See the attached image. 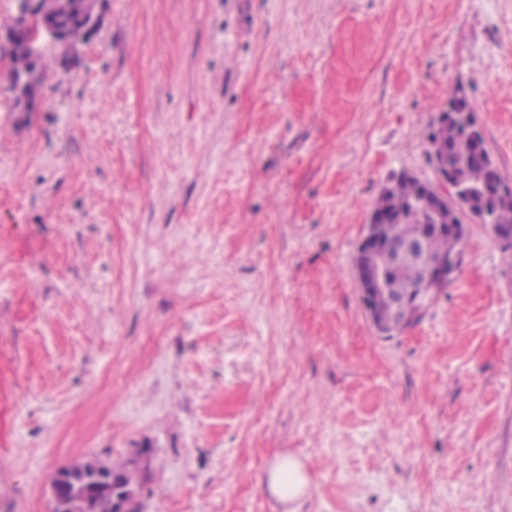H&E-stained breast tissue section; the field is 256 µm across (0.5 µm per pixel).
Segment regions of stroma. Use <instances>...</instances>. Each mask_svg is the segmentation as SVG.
<instances>
[{
	"label": "stroma",
	"instance_id": "35a3bbf8",
	"mask_svg": "<svg viewBox=\"0 0 512 512\" xmlns=\"http://www.w3.org/2000/svg\"><path fill=\"white\" fill-rule=\"evenodd\" d=\"M0 83V512L124 463L140 512H512V245L380 337L352 260L464 89L512 177V0H103ZM265 485L269 493L278 501L298 503L303 500L308 476L301 461L294 456L278 458L268 470Z\"/></svg>",
	"mask_w": 512,
	"mask_h": 512
}]
</instances>
